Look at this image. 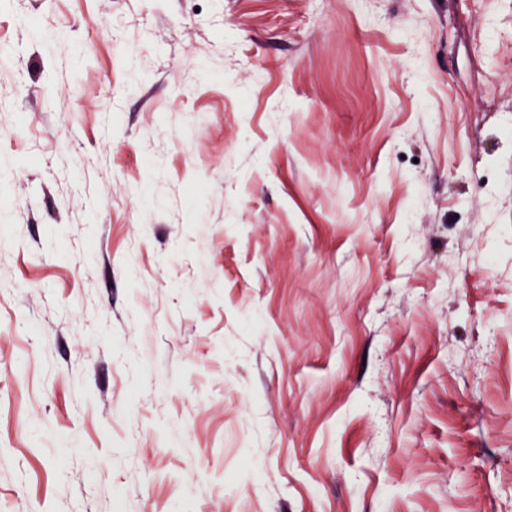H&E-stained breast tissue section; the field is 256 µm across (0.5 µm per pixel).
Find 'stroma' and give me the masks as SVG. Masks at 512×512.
Wrapping results in <instances>:
<instances>
[{"label": "stroma", "mask_w": 512, "mask_h": 512, "mask_svg": "<svg viewBox=\"0 0 512 512\" xmlns=\"http://www.w3.org/2000/svg\"><path fill=\"white\" fill-rule=\"evenodd\" d=\"M0 512H512V0H0Z\"/></svg>", "instance_id": "35a3bbf8"}]
</instances>
